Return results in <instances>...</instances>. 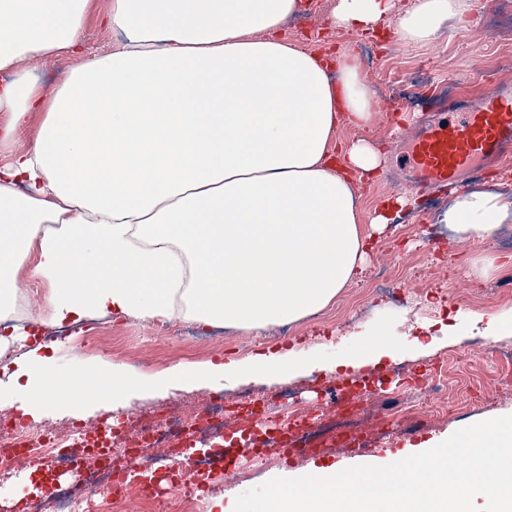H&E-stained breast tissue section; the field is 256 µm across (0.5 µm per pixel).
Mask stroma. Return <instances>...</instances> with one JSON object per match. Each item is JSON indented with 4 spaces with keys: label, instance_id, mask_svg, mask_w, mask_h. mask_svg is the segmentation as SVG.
Listing matches in <instances>:
<instances>
[{
    "label": "stroma",
    "instance_id": "1",
    "mask_svg": "<svg viewBox=\"0 0 512 512\" xmlns=\"http://www.w3.org/2000/svg\"><path fill=\"white\" fill-rule=\"evenodd\" d=\"M412 0H391V9L376 31L338 29L331 24L336 0H303V11L285 25L284 34L300 47L315 52L346 50L362 61L363 74L373 90L397 81L399 88L420 91L427 83H448L457 99V112L469 111L483 92L496 83H511L512 75L499 70L502 58H512V18L496 13L487 0H468L460 17L446 22L424 45L406 43L395 32L399 14ZM106 0H97L83 21L79 55L56 53L26 63L46 95H54L84 61L111 53L118 33L100 20ZM420 111L399 106L397 113L379 112L376 122L361 129L340 124L337 138L351 142L366 138L386 150L383 170L355 181L364 215H371L386 198L416 196L417 204L404 210L405 221H392L376 234L364 270L351 280L323 310L288 326L271 325L259 333L219 329L222 352L203 341L204 325L178 320L142 321L105 315L82 319L85 335L55 342L49 349L51 371L74 379L71 390L60 394L38 426L61 429L73 422L94 424L109 416L149 415L161 420L186 410L203 413L210 401L223 398L233 404L238 392L260 390L270 411H278L281 393L293 389L301 411L315 415L325 406L323 384L350 374L340 359L358 342L357 335L373 325L385 326L396 358L374 366L382 379L394 369L425 373L441 359L448 362V413L438 419L418 414L411 394L369 388L361 406L365 445L331 447L323 454L299 457L287 466L277 458L245 472L234 469L221 479L216 495L207 496L201 512H232L236 497L277 477L323 469L337 471L374 458L409 456L428 443L469 424L512 414V393L498 392L490 369L492 349L512 345V329L497 323L512 314V222L499 224L487 235L460 241L452 228L437 223L439 212L456 196L447 187L415 194L403 167L405 142L417 131ZM34 258H27L16 279L24 292L32 329L50 326L45 297L49 286L32 274ZM268 353H291L311 361V368L263 378L234 380L209 378L197 382L166 380L173 368H198L231 360H247ZM116 368H130L154 378L149 387L130 389L124 405L112 408L107 399L84 406L76 401L90 372L107 376ZM223 508H216V499Z\"/></svg>",
    "mask_w": 512,
    "mask_h": 512
}]
</instances>
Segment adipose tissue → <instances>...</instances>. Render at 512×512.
Masks as SVG:
<instances>
[{"mask_svg": "<svg viewBox=\"0 0 512 512\" xmlns=\"http://www.w3.org/2000/svg\"><path fill=\"white\" fill-rule=\"evenodd\" d=\"M301 0H109L123 39L86 60L45 98L24 63L78 51L91 0H0V319L15 306V272L50 286L56 323L94 311L145 321L181 318L262 330L323 309L361 270L372 228L351 173L373 174L375 143L335 142L340 122L377 111L359 58L318 55L281 35ZM467 0H413L397 19L409 43L430 42ZM390 0H338L334 27L371 30ZM41 116L34 143L13 150ZM512 219L497 193L471 189L437 218L461 235ZM383 327L364 332L343 365L392 358ZM269 354L209 365L223 379L300 370ZM12 389L39 417L61 383L33 356Z\"/></svg>", "mask_w": 512, "mask_h": 512, "instance_id": "1", "label": "adipose tissue"}]
</instances>
